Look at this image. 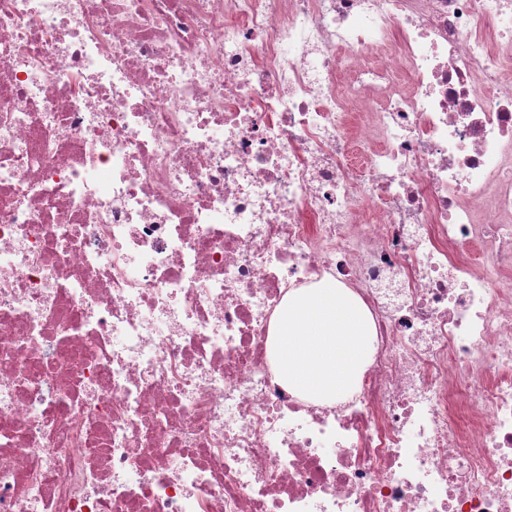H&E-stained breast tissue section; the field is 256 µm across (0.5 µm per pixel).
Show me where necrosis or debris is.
I'll return each instance as SVG.
<instances>
[{
  "instance_id": "obj_1",
  "label": "necrosis or debris",
  "mask_w": 512,
  "mask_h": 512,
  "mask_svg": "<svg viewBox=\"0 0 512 512\" xmlns=\"http://www.w3.org/2000/svg\"><path fill=\"white\" fill-rule=\"evenodd\" d=\"M0 512H512V0H0ZM372 322L345 288L327 283L290 292L275 315L276 368L288 387L336 400L355 386L374 351Z\"/></svg>"
}]
</instances>
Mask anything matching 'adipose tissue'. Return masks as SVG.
<instances>
[{"mask_svg":"<svg viewBox=\"0 0 512 512\" xmlns=\"http://www.w3.org/2000/svg\"><path fill=\"white\" fill-rule=\"evenodd\" d=\"M372 322L347 289L332 283L289 293L275 315L276 367L309 397L348 395L374 351Z\"/></svg>","mask_w":512,"mask_h":512,"instance_id":"1","label":"adipose tissue"}]
</instances>
